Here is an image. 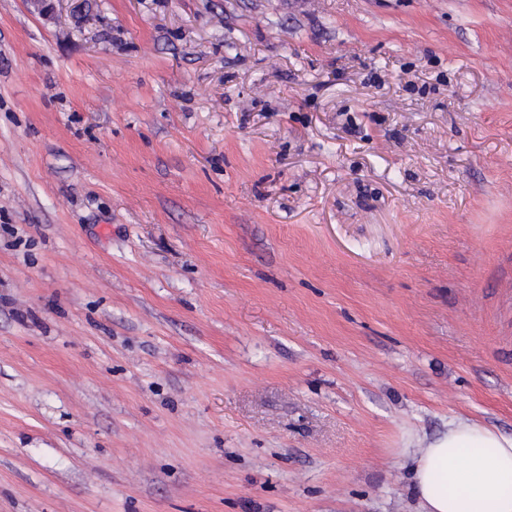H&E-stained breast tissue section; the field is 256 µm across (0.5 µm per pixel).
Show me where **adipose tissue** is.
<instances>
[{"mask_svg":"<svg viewBox=\"0 0 512 512\" xmlns=\"http://www.w3.org/2000/svg\"><path fill=\"white\" fill-rule=\"evenodd\" d=\"M408 455L420 512H512V434L455 418Z\"/></svg>","mask_w":512,"mask_h":512,"instance_id":"1","label":"adipose tissue"}]
</instances>
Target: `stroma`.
Segmentation results:
<instances>
[{"label":"stroma","mask_w":512,"mask_h":512,"mask_svg":"<svg viewBox=\"0 0 512 512\" xmlns=\"http://www.w3.org/2000/svg\"><path fill=\"white\" fill-rule=\"evenodd\" d=\"M0 0V512H417L512 433V0ZM408 445L417 512H512V434L455 418Z\"/></svg>","instance_id":"stroma-1"}]
</instances>
